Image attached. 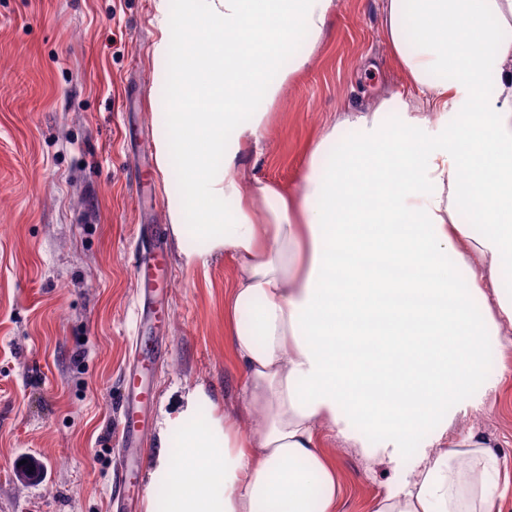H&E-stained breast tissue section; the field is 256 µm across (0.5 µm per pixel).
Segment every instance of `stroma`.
<instances>
[{
	"label": "stroma",
	"mask_w": 512,
	"mask_h": 512,
	"mask_svg": "<svg viewBox=\"0 0 512 512\" xmlns=\"http://www.w3.org/2000/svg\"><path fill=\"white\" fill-rule=\"evenodd\" d=\"M159 0H0V512H145L159 405L201 385L238 409L224 297L227 256L185 267L167 246L168 286L139 319L138 236L164 229L173 173L155 163L166 109L153 50ZM424 112L383 33V0H341L330 30L270 108L244 188L299 192L313 147L345 113L392 93ZM145 375L147 453L125 478L119 396L135 357ZM499 378L484 410L460 421L489 439L512 479V347H490ZM337 512H373L393 465L342 447Z\"/></svg>",
	"instance_id": "obj_1"
}]
</instances>
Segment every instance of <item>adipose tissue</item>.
Wrapping results in <instances>:
<instances>
[{
    "label": "adipose tissue",
    "mask_w": 512,
    "mask_h": 512,
    "mask_svg": "<svg viewBox=\"0 0 512 512\" xmlns=\"http://www.w3.org/2000/svg\"><path fill=\"white\" fill-rule=\"evenodd\" d=\"M384 2L392 51L440 122L399 95L348 114L296 196L244 190L241 158L308 62L294 45L316 46L341 0H190L193 26L168 20L155 46L169 105L156 160L182 173L167 229L186 265L237 262L224 312L256 425L242 433L199 386L161 408L146 512H336L324 426L394 465L374 512H501L503 460L457 423L496 390L486 349L512 328V0Z\"/></svg>",
    "instance_id": "adipose-tissue-1"
}]
</instances>
